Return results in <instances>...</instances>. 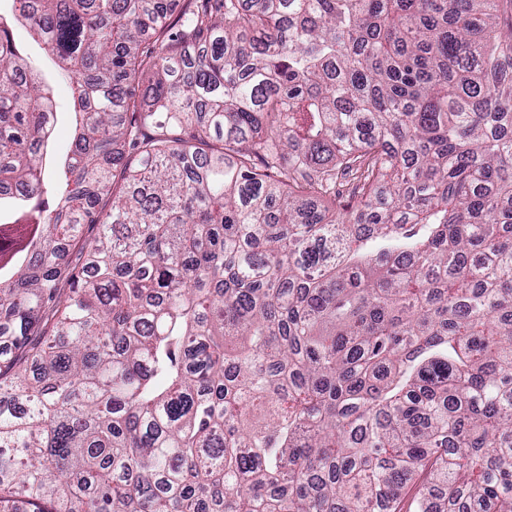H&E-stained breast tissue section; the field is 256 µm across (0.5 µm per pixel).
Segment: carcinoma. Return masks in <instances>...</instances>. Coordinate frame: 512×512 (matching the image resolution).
<instances>
[{
    "label": "carcinoma",
    "mask_w": 512,
    "mask_h": 512,
    "mask_svg": "<svg viewBox=\"0 0 512 512\" xmlns=\"http://www.w3.org/2000/svg\"><path fill=\"white\" fill-rule=\"evenodd\" d=\"M13 2L0 512H512V0ZM12 31L15 40L25 47L32 64L46 76L52 87L57 103L53 146L59 154H63L69 149L73 139V114L71 113L73 112V107L70 83L65 78L55 76L51 63L43 51L29 39L24 27L15 24L12 27Z\"/></svg>",
    "instance_id": "carcinoma-1"
}]
</instances>
